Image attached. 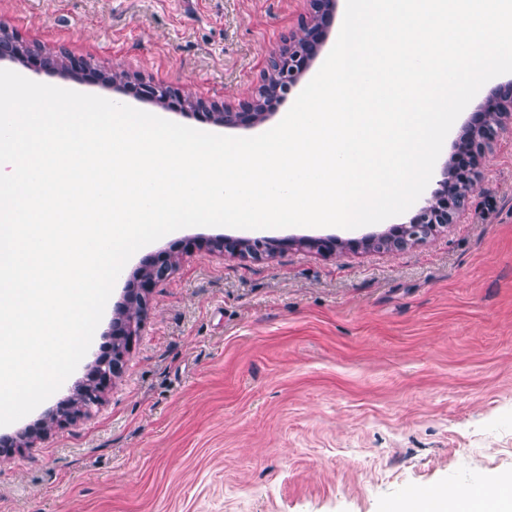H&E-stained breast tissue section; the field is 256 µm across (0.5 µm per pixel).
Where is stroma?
<instances>
[{
  "label": "stroma",
  "instance_id": "1",
  "mask_svg": "<svg viewBox=\"0 0 512 512\" xmlns=\"http://www.w3.org/2000/svg\"><path fill=\"white\" fill-rule=\"evenodd\" d=\"M306 0H0L23 41L63 45L219 103L247 98ZM6 69L196 129L261 134L171 112L59 73ZM482 194L405 250L344 260L291 248L263 261L200 247L155 288L123 372L100 405L0 455V512H411L415 490L492 492L512 477V135L494 143ZM189 227L145 246L218 235L359 240L387 231ZM117 279L81 365L0 436L72 395L110 341Z\"/></svg>",
  "mask_w": 512,
  "mask_h": 512
}]
</instances>
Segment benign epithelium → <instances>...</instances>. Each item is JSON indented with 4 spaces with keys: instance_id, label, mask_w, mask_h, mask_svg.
<instances>
[{
    "instance_id": "obj_1",
    "label": "benign epithelium",
    "mask_w": 512,
    "mask_h": 512,
    "mask_svg": "<svg viewBox=\"0 0 512 512\" xmlns=\"http://www.w3.org/2000/svg\"><path fill=\"white\" fill-rule=\"evenodd\" d=\"M336 0H307V12L300 17L297 25L283 35L278 50L271 53L266 66L255 84L251 96L235 105H212L202 113L207 120L224 126H246L256 124L258 107L276 97L288 95L301 80L316 56L321 45L323 26L333 15ZM10 31L9 25L0 21V59L37 60L49 70L59 69L61 73L71 69L82 71L85 78L97 79L101 73L85 61L74 57L67 48L59 46L47 49L37 45L18 57L11 47L15 42L3 38ZM140 96L152 99L163 105L177 104L186 108L192 98L169 87L141 82L138 84ZM478 122L473 131L465 134L464 148L469 154L468 164L461 170H454V159L448 158L443 170V178L431 197L418 210L412 220L392 231H386L360 242L346 245L338 240L290 238L285 241H264L257 244L245 243L239 239L218 237L205 241L210 251L227 253L242 259L262 260L273 257L284 248L292 246L316 249L337 258L365 246H376L392 251L403 250L425 241L446 224L455 223L457 215L464 212L472 196L483 190L481 172L492 145L505 132H512V81L492 88L479 105ZM181 255L162 254L145 259L141 275L126 288L124 303L120 306L119 318L114 321L112 335L120 340L112 346V353L97 358L92 364L90 380L85 384L88 393L95 396L93 405L76 410L69 401H64L50 410L40 422L36 432L24 430L13 436L0 438L1 448H32L35 443L46 440L90 413L92 406L100 403L104 392L112 388L125 363L128 346L126 340L137 334L149 304L150 295L161 283L168 280L177 269Z\"/></svg>"
}]
</instances>
